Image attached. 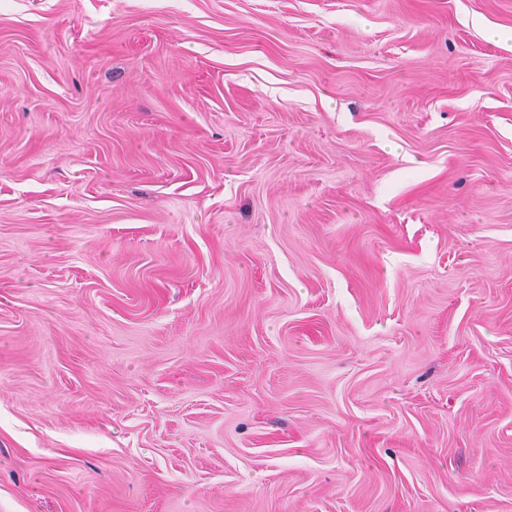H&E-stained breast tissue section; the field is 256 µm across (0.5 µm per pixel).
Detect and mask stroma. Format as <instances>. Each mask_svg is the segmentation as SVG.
Returning a JSON list of instances; mask_svg holds the SVG:
<instances>
[{
	"instance_id": "1",
	"label": "stroma",
	"mask_w": 512,
	"mask_h": 512,
	"mask_svg": "<svg viewBox=\"0 0 512 512\" xmlns=\"http://www.w3.org/2000/svg\"><path fill=\"white\" fill-rule=\"evenodd\" d=\"M0 512H512V0H0Z\"/></svg>"
}]
</instances>
